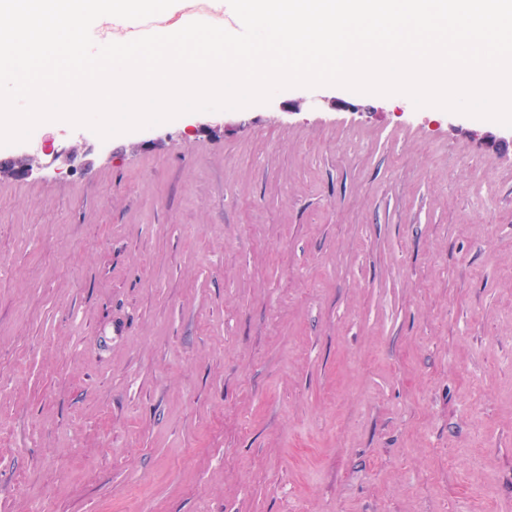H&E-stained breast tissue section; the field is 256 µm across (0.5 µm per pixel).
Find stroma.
Listing matches in <instances>:
<instances>
[{"label":"stroma","mask_w":512,"mask_h":512,"mask_svg":"<svg viewBox=\"0 0 512 512\" xmlns=\"http://www.w3.org/2000/svg\"><path fill=\"white\" fill-rule=\"evenodd\" d=\"M28 154L0 512H512L511 128L292 87Z\"/></svg>","instance_id":"35a3bbf8"}]
</instances>
